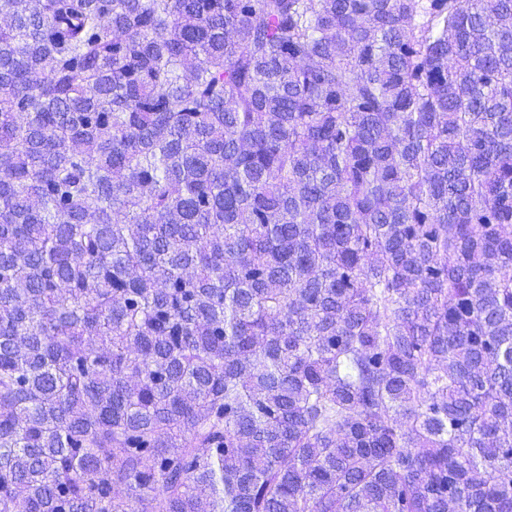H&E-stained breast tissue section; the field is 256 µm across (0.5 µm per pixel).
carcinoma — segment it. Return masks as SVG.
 I'll list each match as a JSON object with an SVG mask.
<instances>
[{"mask_svg": "<svg viewBox=\"0 0 512 512\" xmlns=\"http://www.w3.org/2000/svg\"><path fill=\"white\" fill-rule=\"evenodd\" d=\"M0 15V512H512V0Z\"/></svg>", "mask_w": 512, "mask_h": 512, "instance_id": "obj_1", "label": "carcinoma"}]
</instances>
